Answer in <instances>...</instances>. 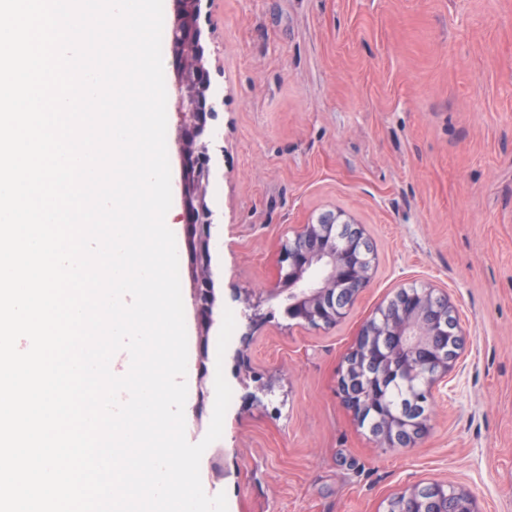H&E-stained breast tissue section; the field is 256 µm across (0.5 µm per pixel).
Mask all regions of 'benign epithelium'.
<instances>
[{
	"label": "benign epithelium",
	"mask_w": 512,
	"mask_h": 512,
	"mask_svg": "<svg viewBox=\"0 0 512 512\" xmlns=\"http://www.w3.org/2000/svg\"><path fill=\"white\" fill-rule=\"evenodd\" d=\"M172 30V66L176 87L178 122L177 189L181 221L187 226L190 265L189 301L197 325L200 365L208 360L210 330L216 306L212 270V233L215 214L209 203L217 137L214 121L219 100L212 74L201 57L205 55L204 8L209 0H175ZM362 227L342 211H327L293 230L282 247L287 272L271 286L270 293H288L289 317L300 325L326 328L344 319L354 302L370 285L373 252ZM409 312L396 308L394 300L380 307L354 337L338 378V393L352 416L369 402L358 384L359 362L376 355L380 369H397L408 379L426 378V392L448 382L459 351L464 346L455 306L448 294L421 287L408 293ZM412 404L424 407L384 416L377 442L390 448H410L429 427L430 408L423 393L412 396ZM431 512H482L478 498L457 488L448 494V484L428 483ZM417 487L403 489L388 499L386 512H408Z\"/></svg>",
	"instance_id": "1"
}]
</instances>
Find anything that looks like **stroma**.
<instances>
[{
  "label": "stroma",
  "instance_id": "obj_1",
  "mask_svg": "<svg viewBox=\"0 0 512 512\" xmlns=\"http://www.w3.org/2000/svg\"><path fill=\"white\" fill-rule=\"evenodd\" d=\"M203 24L224 98L214 319L236 321L223 361L203 364L185 316L188 441L213 414L195 412L199 382L221 372L232 389L205 492L228 512H383L445 481L512 512V0H212ZM326 211L362 225L377 260L324 329L267 290L294 228ZM412 285L448 294L466 339L428 433L385 448L337 396V370L366 318ZM241 288L265 299L257 328Z\"/></svg>",
  "mask_w": 512,
  "mask_h": 512
}]
</instances>
